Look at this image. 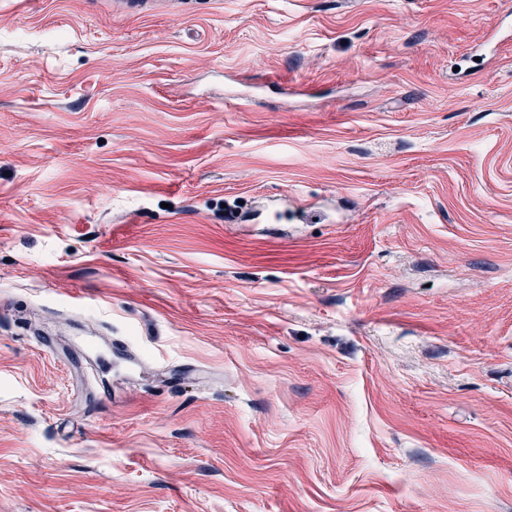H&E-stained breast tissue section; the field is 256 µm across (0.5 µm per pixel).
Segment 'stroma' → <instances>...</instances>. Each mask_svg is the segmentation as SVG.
Segmentation results:
<instances>
[{
	"label": "stroma",
	"mask_w": 512,
	"mask_h": 512,
	"mask_svg": "<svg viewBox=\"0 0 512 512\" xmlns=\"http://www.w3.org/2000/svg\"><path fill=\"white\" fill-rule=\"evenodd\" d=\"M0 512H512V0H0Z\"/></svg>",
	"instance_id": "1"
}]
</instances>
